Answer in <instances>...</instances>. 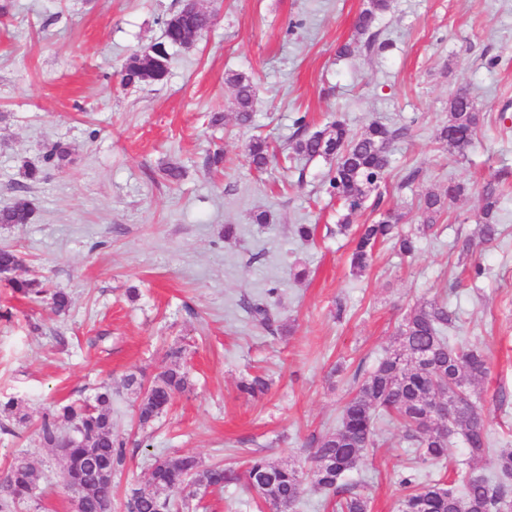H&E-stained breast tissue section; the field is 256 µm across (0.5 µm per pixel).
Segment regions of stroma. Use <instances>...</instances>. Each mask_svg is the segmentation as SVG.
Returning a JSON list of instances; mask_svg holds the SVG:
<instances>
[{
	"mask_svg": "<svg viewBox=\"0 0 512 512\" xmlns=\"http://www.w3.org/2000/svg\"><path fill=\"white\" fill-rule=\"evenodd\" d=\"M364 3L202 0L215 21L191 47L171 48L167 79L125 87L120 70L161 41L181 0H0V207L23 183L38 200L31 223L0 224V247L20 255L16 278L49 281L72 300L58 314L0 279V399H17L23 414L0 416V473L20 454L42 473L14 512H71L55 453L36 428L53 407L92 402L102 384L127 441L112 512L147 483L156 456L190 453L238 470L253 455L304 464L312 439L335 429L355 371L373 369L406 313L435 297L458 315L454 340L487 353L478 391L496 447L512 448V0H391L378 46L341 55ZM231 73L256 86L246 127L235 117ZM462 87L481 121L460 158L438 134ZM213 112L222 126H210ZM302 115L315 128L342 118L355 133L372 123L407 127L379 187L403 231L422 224V193L452 183L465 192L414 256L381 243L368 270L354 274L352 238L337 234L340 204L328 193L333 160L281 153ZM257 136L278 151L261 172L245 158ZM55 146L65 160L44 165ZM218 147L220 173L206 164ZM30 163L42 166L39 180H27ZM171 164L182 169L175 182L163 173ZM413 169L416 180L404 183ZM491 179L503 188L500 236L484 243L479 193ZM261 210L271 223H253ZM228 224L238 228L231 240ZM298 224L315 225L312 241L295 237ZM476 262L484 275L475 281ZM254 302L270 307L271 327L253 321ZM173 344L185 349L191 386L140 429L123 378L138 368L154 377ZM250 375L269 382L255 399L237 388ZM411 470L455 486L459 473L486 467L457 435L447 463L415 465L402 430L385 423L345 481L372 512H398V480ZM201 506L269 512L240 483L208 489L190 512Z\"/></svg>",
	"mask_w": 512,
	"mask_h": 512,
	"instance_id": "1",
	"label": "stroma"
}]
</instances>
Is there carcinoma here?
Masks as SVG:
<instances>
[{"instance_id": "cac0c4a2", "label": "carcinoma", "mask_w": 512, "mask_h": 512, "mask_svg": "<svg viewBox=\"0 0 512 512\" xmlns=\"http://www.w3.org/2000/svg\"><path fill=\"white\" fill-rule=\"evenodd\" d=\"M390 7V0H367L354 26L352 40L340 48V54H352L354 48L374 46V28L380 15ZM209 29L204 13L183 17L170 16L164 28V40L137 51L121 71L125 86L158 84L169 73L171 46L182 45L193 31ZM235 90L237 120L251 123L256 89L252 79L235 73L228 77ZM480 115L466 89L459 90L448 101V124L439 138L451 154L465 156L478 131ZM296 131L290 149L296 155L325 157L335 161L329 177L330 193L343 201L345 214L337 231L347 232L351 218L362 210L367 192L385 179L390 165L393 142L402 129H390L378 123L353 134L340 119L320 130H311L306 116L296 119ZM249 165L263 169L269 162L266 143L255 139L246 147ZM464 187L450 183L448 191H428L419 199L423 224L417 233L402 235L399 224L403 215L387 208L377 221L363 224L355 237L351 268L357 274L370 265L373 250L380 241L393 240L401 254L410 256L417 248V235L429 231L447 208L448 202L462 194ZM501 197L499 183L488 181L481 190L479 218L482 240L497 238V206ZM38 209V201L22 185L15 188L9 203L0 208V224H29ZM21 265L17 252L0 248V274ZM8 285L24 296H45L57 313L71 306L68 293L32 279H8ZM455 313L448 305L432 299L416 305L404 316L396 337L397 346L389 351L361 380L343 405L336 428L314 441L307 467L276 463L263 456L250 458L241 472L233 468L206 467L193 455L157 457L151 464L148 485L133 488L126 496L125 512H173L179 502L194 495L191 488H222L230 483H244L278 512L283 503L295 507L303 497L306 485L324 490L336 497V512H370L369 498L342 483L343 475L355 469L363 452L376 445V424L388 415L404 428V439L415 449L421 464H441L448 459V445L453 435L463 436L469 459L484 463L490 474H471L462 479L463 489L446 488L439 481L421 482L404 477L399 480L404 490L401 512H502L512 494V448L492 452L481 405L478 382L487 373L484 351L462 342L452 344L444 331L454 325ZM184 349L172 345L166 351L165 369L145 381L141 370L124 378L127 390L138 395L136 408L139 425L146 427L164 414L175 394L185 391L190 380L183 364ZM269 383L261 376L241 381L242 393L256 397L268 391ZM448 391L459 395L462 405L456 413L444 417L432 415L437 398ZM69 424L63 432L59 421ZM38 434L42 444L58 451L60 477L87 483L82 512H112V483L95 481L93 467L115 472L126 460V442L115 434L112 425V389L101 387L94 403L66 405L54 414L43 416ZM41 479V473L24 457H17L0 479V512H12L15 504L30 495Z\"/></svg>"}]
</instances>
